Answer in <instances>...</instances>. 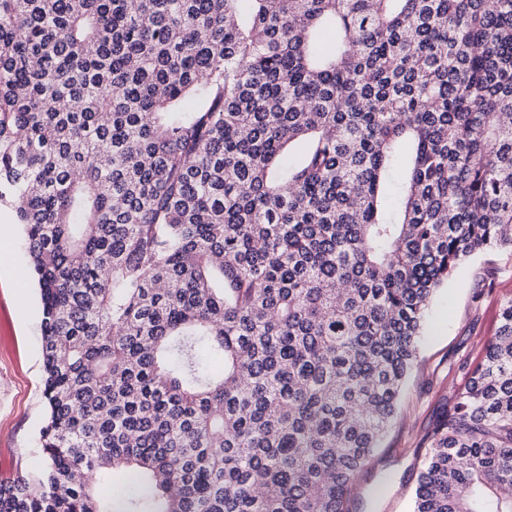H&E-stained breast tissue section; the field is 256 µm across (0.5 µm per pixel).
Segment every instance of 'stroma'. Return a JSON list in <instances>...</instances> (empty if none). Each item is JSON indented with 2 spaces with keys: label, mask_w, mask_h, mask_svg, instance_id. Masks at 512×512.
<instances>
[{
  "label": "stroma",
  "mask_w": 512,
  "mask_h": 512,
  "mask_svg": "<svg viewBox=\"0 0 512 512\" xmlns=\"http://www.w3.org/2000/svg\"><path fill=\"white\" fill-rule=\"evenodd\" d=\"M7 238L0 249V481L44 466L42 309L31 276L23 229L11 208L0 207ZM512 300V250L494 249L467 260L432 299L418 358L391 426L358 475L349 512H412L424 438L449 398L467 382L466 368L481 359L496 334L502 305Z\"/></svg>",
  "instance_id": "obj_1"
}]
</instances>
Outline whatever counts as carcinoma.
<instances>
[{"mask_svg": "<svg viewBox=\"0 0 512 512\" xmlns=\"http://www.w3.org/2000/svg\"><path fill=\"white\" fill-rule=\"evenodd\" d=\"M1 205L47 418L0 512H346L433 294L512 249V0H0ZM414 512H512V300Z\"/></svg>", "mask_w": 512, "mask_h": 512, "instance_id": "carcinoma-1", "label": "carcinoma"}]
</instances>
